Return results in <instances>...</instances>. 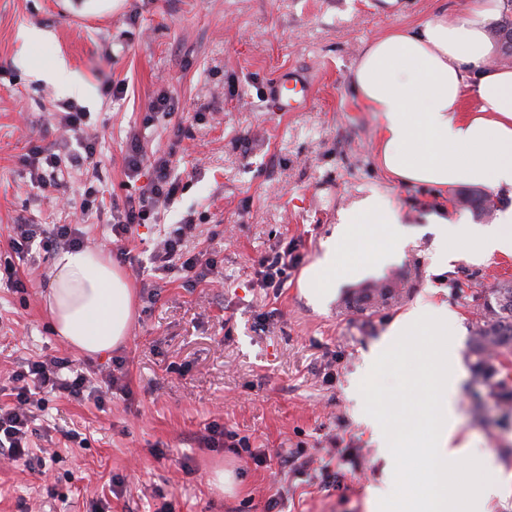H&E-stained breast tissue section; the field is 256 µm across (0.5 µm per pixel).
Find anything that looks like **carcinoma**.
<instances>
[{
	"instance_id": "carcinoma-1",
	"label": "carcinoma",
	"mask_w": 512,
	"mask_h": 512,
	"mask_svg": "<svg viewBox=\"0 0 512 512\" xmlns=\"http://www.w3.org/2000/svg\"><path fill=\"white\" fill-rule=\"evenodd\" d=\"M494 300L484 305L486 320L476 331L474 353L479 375L491 381L497 374L488 351L494 347L512 348V285L502 283L493 292Z\"/></svg>"
}]
</instances>
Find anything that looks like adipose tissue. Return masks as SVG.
<instances>
[{"instance_id":"obj_1","label":"adipose tissue","mask_w":512,"mask_h":512,"mask_svg":"<svg viewBox=\"0 0 512 512\" xmlns=\"http://www.w3.org/2000/svg\"><path fill=\"white\" fill-rule=\"evenodd\" d=\"M512 0H469L465 12L442 11L418 29H397L369 43L352 70L351 87L379 122L377 158L395 180L446 190L459 185L501 196L492 224L437 209L425 221L440 264L466 258L483 263L512 258V68L493 64L489 24ZM413 235L401 211L374 192L341 210L323 254L309 269V293L330 301L343 282L397 263ZM132 290L101 252H60L53 265L47 311L53 330L85 355L121 345L131 317ZM458 315L420 302L397 318L366 355L368 369L390 367L398 347L418 361L410 387L416 408L374 411L376 440L389 461L384 486H367L371 512H486L487 503L512 489L493 456H485L480 494L462 485L468 442L459 436L456 398L462 368L439 359L428 337L462 335ZM425 429L424 440L404 435Z\"/></svg>"}]
</instances>
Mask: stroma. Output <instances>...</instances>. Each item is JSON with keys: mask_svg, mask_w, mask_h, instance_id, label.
Wrapping results in <instances>:
<instances>
[{"mask_svg": "<svg viewBox=\"0 0 512 512\" xmlns=\"http://www.w3.org/2000/svg\"><path fill=\"white\" fill-rule=\"evenodd\" d=\"M468 0H0V252L16 224H75L89 247L111 253L113 205L138 196L167 159L180 182L158 218L129 246L149 258L168 224L195 223L192 248L211 253L206 280L122 274L133 290L125 345L84 355L52 330L42 305L54 251L18 261L26 292L0 286V378L31 360L68 359L95 385L124 362L133 395L102 401L44 395L30 460L0 463V512H369L368 485L386 460L365 416L401 396L409 357L364 372L371 346L417 301L448 305L463 324L457 354L466 372L460 426L476 456L512 472V379L490 389L475 369L484 303L512 282V258L439 265L433 236L415 233L401 262L359 280L394 297L361 310L321 305L305 288L338 213L371 192L422 225L437 207L460 209L471 189L393 181L375 148L378 120L355 99L351 70L375 39L418 28ZM47 33L30 44L21 29ZM64 59L76 88L34 79L30 62ZM307 72L300 112H280L271 88ZM124 93H114L117 84ZM167 96L173 111L153 109ZM87 111L93 163L73 166L63 106ZM145 157L137 176L124 159L131 137ZM59 154L57 171L31 163L34 147ZM104 206L82 216L86 186ZM299 257L283 288L261 287L260 259L282 242ZM248 437L252 456L206 447L211 422ZM78 431L83 444L64 431ZM232 472L231 490L214 473Z\"/></svg>", "mask_w": 512, "mask_h": 512, "instance_id": "1", "label": "stroma"}]
</instances>
